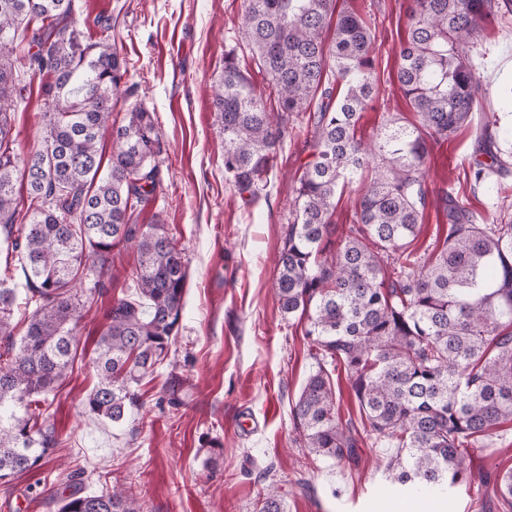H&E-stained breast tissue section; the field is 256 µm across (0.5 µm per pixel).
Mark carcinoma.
<instances>
[{
  "label": "carcinoma",
  "mask_w": 512,
  "mask_h": 512,
  "mask_svg": "<svg viewBox=\"0 0 512 512\" xmlns=\"http://www.w3.org/2000/svg\"><path fill=\"white\" fill-rule=\"evenodd\" d=\"M73 0H0V225L20 254L25 300L34 304L24 336L14 335L18 289L0 278V482L40 470L59 440L42 417L73 368L75 331L108 273L112 249H136L135 295L110 308L93 365L98 382L86 413L123 422L140 405L138 386L167 358L178 334L188 266L163 224L134 213L159 186L161 141L153 113L135 107L112 118L126 74L109 34L88 42ZM337 0H245L242 43L268 79L270 103L249 69L224 57L214 98L224 134V176L256 199L265 190L290 125L312 127L310 161L295 189V217L276 261L274 292L283 315L307 320L316 370L291 408L300 447L340 464L360 444L393 449L386 471L395 489L448 497L472 478L470 449L489 446L512 423V223L490 213L476 223L448 190L429 188L426 160L478 110L481 89L469 51L482 25L512 0H410L395 79L419 122L386 119L375 135L359 119L375 91L374 37ZM47 75L45 135L22 158L11 132L14 98L27 90L20 68ZM112 131V161L101 171L98 142ZM512 125L487 124L470 174L486 185L508 169L496 149ZM375 176L358 190L352 223L336 232L339 185ZM26 185V212L16 183ZM443 210L441 248L417 247L429 207ZM346 375L360 423L339 413L332 371ZM170 377L160 401L182 404ZM493 496L512 512V471ZM58 512H144L114 486L73 489ZM258 512H283L278 492Z\"/></svg>",
  "instance_id": "carcinoma-1"
}]
</instances>
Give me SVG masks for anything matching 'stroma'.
Instances as JSON below:
<instances>
[{
    "label": "stroma",
    "instance_id": "stroma-1",
    "mask_svg": "<svg viewBox=\"0 0 512 512\" xmlns=\"http://www.w3.org/2000/svg\"><path fill=\"white\" fill-rule=\"evenodd\" d=\"M404 0H346L372 28L378 93L362 113L372 134L390 115L404 124L417 116L394 81ZM243 0H74L85 36L110 28L127 73V111L154 114L162 138L155 162L160 186L138 221L162 222L182 250L189 283L181 328L164 363L143 380L142 405L120 426L84 412L96 382L91 360L107 315L131 295L133 249L112 251V273L77 327L74 369L49 409L61 446L45 469L0 484V508L57 512L52 495L67 474L98 493L120 483L145 512H256L275 486L284 512H411V501L387 491L386 445H362L358 463L334 464L296 448L290 407L315 367L306 324L285 319L273 295L274 261L282 245L297 169L310 153L305 129L285 141L267 193H239L224 177V136L213 107L224 56L235 49ZM482 84L480 107L448 143L434 150L427 179L447 185L477 215L512 216V172L491 176V189L472 188L469 162L490 118L512 125V14L489 23L471 54ZM45 76L34 78L12 116L16 150L25 156L43 138ZM184 379L183 404L158 403L169 374ZM219 439L224 455L208 464L206 443ZM471 467L487 479L512 470V426L494 447L474 449ZM306 478L300 491L297 478Z\"/></svg>",
    "mask_w": 512,
    "mask_h": 512
}]
</instances>
